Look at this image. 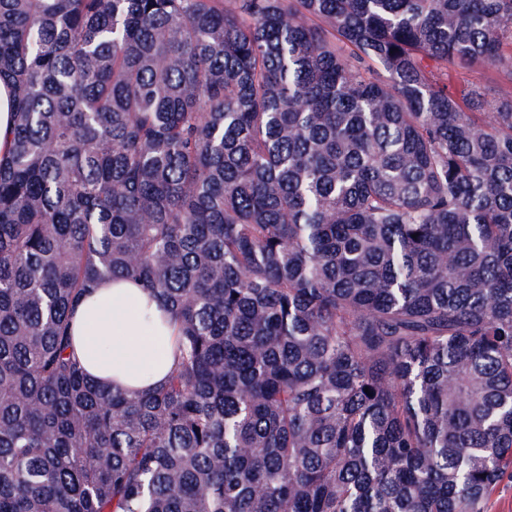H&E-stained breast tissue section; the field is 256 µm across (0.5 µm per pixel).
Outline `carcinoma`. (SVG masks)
<instances>
[{
	"mask_svg": "<svg viewBox=\"0 0 512 512\" xmlns=\"http://www.w3.org/2000/svg\"><path fill=\"white\" fill-rule=\"evenodd\" d=\"M512 0H0V512H487L512 480ZM178 323L94 381L105 279ZM454 83L457 87L468 84L479 86L490 101L499 99L504 89V85L496 78L494 71L487 67L460 70ZM12 92L5 81H0V158L7 155L13 130ZM73 336L93 379L148 391L171 371L177 325L153 294L128 281L106 279L76 308Z\"/></svg>",
	"mask_w": 512,
	"mask_h": 512,
	"instance_id": "1",
	"label": "carcinoma"
}]
</instances>
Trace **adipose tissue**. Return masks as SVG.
<instances>
[{
	"mask_svg": "<svg viewBox=\"0 0 512 512\" xmlns=\"http://www.w3.org/2000/svg\"><path fill=\"white\" fill-rule=\"evenodd\" d=\"M176 334L156 297L124 280L101 281L73 316L74 347L88 374L125 389L147 391L167 378Z\"/></svg>",
	"mask_w": 512,
	"mask_h": 512,
	"instance_id": "ef3b65f1",
	"label": "adipose tissue"
}]
</instances>
